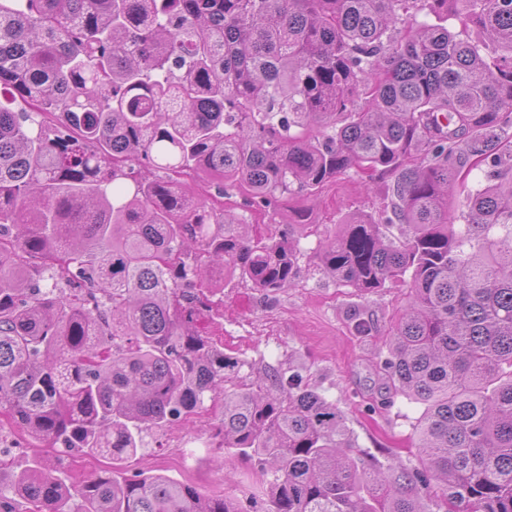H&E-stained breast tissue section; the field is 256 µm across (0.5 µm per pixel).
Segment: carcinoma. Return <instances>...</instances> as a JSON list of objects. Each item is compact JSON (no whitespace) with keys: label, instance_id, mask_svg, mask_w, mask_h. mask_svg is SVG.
Segmentation results:
<instances>
[{"label":"carcinoma","instance_id":"cac0c4a2","mask_svg":"<svg viewBox=\"0 0 512 512\" xmlns=\"http://www.w3.org/2000/svg\"><path fill=\"white\" fill-rule=\"evenodd\" d=\"M413 11L436 23L402 31ZM2 90L0 430L103 467L36 463L0 512H242L116 475L207 401L218 447L271 473L264 512H424V493L512 512V0H0ZM200 171L217 198L390 177L382 218L352 215L318 259L353 288L409 281L379 359L423 406L429 471L366 453L292 369L240 380L199 326L209 295L290 288L301 253L191 195Z\"/></svg>","mask_w":512,"mask_h":512}]
</instances>
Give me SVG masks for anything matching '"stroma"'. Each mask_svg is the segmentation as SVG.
<instances>
[{"instance_id":"obj_1","label":"stroma","mask_w":512,"mask_h":512,"mask_svg":"<svg viewBox=\"0 0 512 512\" xmlns=\"http://www.w3.org/2000/svg\"><path fill=\"white\" fill-rule=\"evenodd\" d=\"M385 182L376 177L366 189L360 175L351 173L311 193L277 196L265 207L244 206L243 193L226 186V200L239 220L298 241L300 271L295 286L269 295L242 281H226L204 320L225 354L242 361L244 380H264L271 366L298 368L336 404L361 448L381 460L394 454L416 468L420 461L410 443L422 408L403 396L382 406L387 380L379 365V353L407 302V288L396 283L362 293L342 286L315 255L319 242L353 213L378 215ZM216 424L217 413L209 410L193 422H176L148 436L145 448L124 462L122 476L159 472L204 494L234 491L252 466L234 449L219 448Z\"/></svg>"}]
</instances>
